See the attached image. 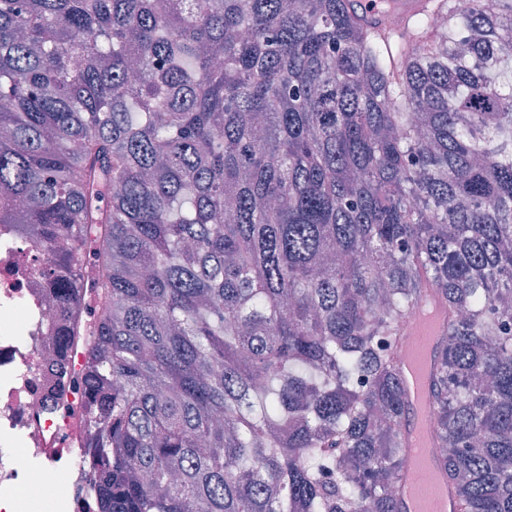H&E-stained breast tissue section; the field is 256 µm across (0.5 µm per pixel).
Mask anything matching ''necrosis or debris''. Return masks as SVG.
I'll return each mask as SVG.
<instances>
[{
  "label": "necrosis or debris",
  "instance_id": "obj_1",
  "mask_svg": "<svg viewBox=\"0 0 512 512\" xmlns=\"http://www.w3.org/2000/svg\"><path fill=\"white\" fill-rule=\"evenodd\" d=\"M17 225H0V512H98L81 448L49 454L32 435L65 429L73 401L55 393V294Z\"/></svg>",
  "mask_w": 512,
  "mask_h": 512
}]
</instances>
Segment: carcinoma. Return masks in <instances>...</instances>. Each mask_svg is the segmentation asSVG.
<instances>
[{"instance_id": "obj_1", "label": "carcinoma", "mask_w": 512, "mask_h": 512, "mask_svg": "<svg viewBox=\"0 0 512 512\" xmlns=\"http://www.w3.org/2000/svg\"><path fill=\"white\" fill-rule=\"evenodd\" d=\"M393 11L0 0V224L86 339L100 512H400L424 304L437 466L512 512V0Z\"/></svg>"}]
</instances>
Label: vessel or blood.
<instances>
[{"label": "vessel or blood", "instance_id": "vessel-or-blood-1", "mask_svg": "<svg viewBox=\"0 0 512 512\" xmlns=\"http://www.w3.org/2000/svg\"><path fill=\"white\" fill-rule=\"evenodd\" d=\"M442 326L437 310L428 321L418 322L407 346L404 372L413 412L405 426L408 461L400 476L402 512H458V504L443 473L435 467L431 452L428 380L430 353Z\"/></svg>", "mask_w": 512, "mask_h": 512}]
</instances>
